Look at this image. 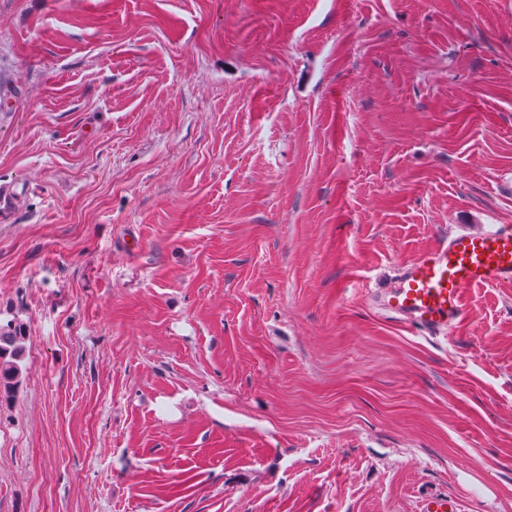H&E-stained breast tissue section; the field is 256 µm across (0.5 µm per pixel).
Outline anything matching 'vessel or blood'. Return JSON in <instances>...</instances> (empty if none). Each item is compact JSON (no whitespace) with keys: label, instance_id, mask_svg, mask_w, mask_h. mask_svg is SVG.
<instances>
[{"label":"vessel or blood","instance_id":"vessel-or-blood-1","mask_svg":"<svg viewBox=\"0 0 512 512\" xmlns=\"http://www.w3.org/2000/svg\"><path fill=\"white\" fill-rule=\"evenodd\" d=\"M511 284L512 225L499 224L451 233L432 250L398 265L388 286L366 298L427 333L446 335L461 321L470 288Z\"/></svg>","mask_w":512,"mask_h":512}]
</instances>
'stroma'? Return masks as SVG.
Instances as JSON below:
<instances>
[{
    "mask_svg": "<svg viewBox=\"0 0 512 512\" xmlns=\"http://www.w3.org/2000/svg\"><path fill=\"white\" fill-rule=\"evenodd\" d=\"M0 512H512V0H0ZM512 284V225L461 230L432 250L398 265L386 288L368 291L378 310L447 335L461 321L466 292L481 285ZM26 337L24 324L17 319L0 320V403L21 383Z\"/></svg>",
    "mask_w": 512,
    "mask_h": 512,
    "instance_id": "35a3bbf8",
    "label": "stroma"
}]
</instances>
